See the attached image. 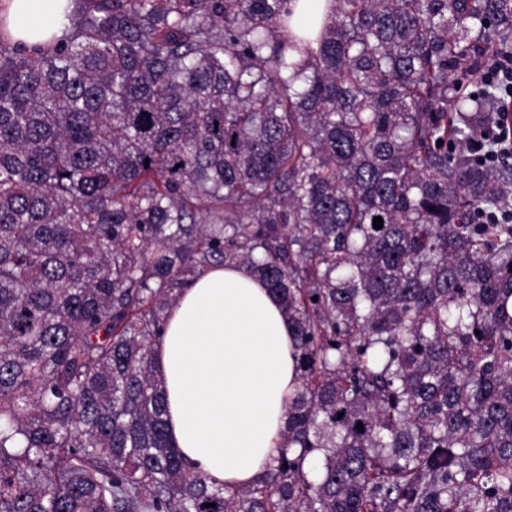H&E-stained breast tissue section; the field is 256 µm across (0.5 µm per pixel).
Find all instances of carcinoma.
Masks as SVG:
<instances>
[{"instance_id": "carcinoma-1", "label": "carcinoma", "mask_w": 512, "mask_h": 512, "mask_svg": "<svg viewBox=\"0 0 512 512\" xmlns=\"http://www.w3.org/2000/svg\"><path fill=\"white\" fill-rule=\"evenodd\" d=\"M72 2L0 27V512H512V152L463 150L501 90L461 93L512 0ZM229 262L300 372L235 491L171 445L156 358ZM7 6V28L17 40L31 42L32 32L43 34L40 39L48 43L61 35L66 8L70 0H11Z\"/></svg>"}]
</instances>
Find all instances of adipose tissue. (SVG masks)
<instances>
[{"label":"adipose tissue","instance_id":"ef3b65f1","mask_svg":"<svg viewBox=\"0 0 512 512\" xmlns=\"http://www.w3.org/2000/svg\"><path fill=\"white\" fill-rule=\"evenodd\" d=\"M69 0H10L18 40L60 35ZM170 440L191 470L230 490L256 484L279 454L299 385L292 329L241 265L215 266L178 292L157 343Z\"/></svg>","mask_w":512,"mask_h":512}]
</instances>
